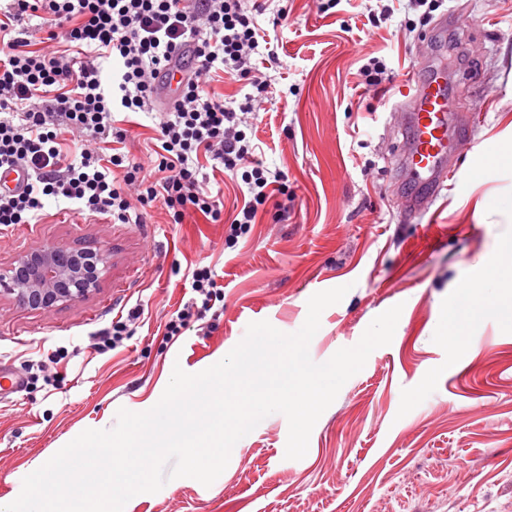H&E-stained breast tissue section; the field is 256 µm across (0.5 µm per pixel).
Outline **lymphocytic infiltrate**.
<instances>
[{"label": "lymphocytic infiltrate", "instance_id": "lymphocytic-infiltrate-1", "mask_svg": "<svg viewBox=\"0 0 512 512\" xmlns=\"http://www.w3.org/2000/svg\"><path fill=\"white\" fill-rule=\"evenodd\" d=\"M37 20L32 49L15 24ZM262 28L246 0H8L0 10V171L29 181L0 189V224L38 223L48 199L129 224L162 205L172 223L190 214L220 221L222 201L200 179L201 158L240 174L249 199L230 220L228 245L254 224L285 177L254 159L243 113L204 86L221 73L256 82L251 55ZM191 53L194 66L165 110L157 82ZM149 115L150 164L129 153L118 112Z\"/></svg>", "mask_w": 512, "mask_h": 512}]
</instances>
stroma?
I'll return each mask as SVG.
<instances>
[{
  "label": "stroma",
  "mask_w": 512,
  "mask_h": 512,
  "mask_svg": "<svg viewBox=\"0 0 512 512\" xmlns=\"http://www.w3.org/2000/svg\"><path fill=\"white\" fill-rule=\"evenodd\" d=\"M266 47L251 63L269 87L225 77L226 102L256 95L249 133L286 194L260 206L235 247L229 226L196 216L170 223L161 208L140 224L48 205L35 224L0 225V267L36 247L109 249L99 288L39 311L0 301V371L25 380L0 401V503L23 478L87 429H110L119 408L144 412L174 366L197 373L222 360L248 323L298 331L315 293L349 291L327 307L309 345L322 363L356 345L372 320L402 312L389 345L340 389L316 422L304 458L285 457L288 422L275 413L240 439L211 486L192 478L131 498L124 512H512V325L485 317L444 333L457 294L486 282L512 242V163H486L458 144L447 190L407 221L416 193L399 163L408 132L398 89L409 63L448 67L453 109L473 116L486 149L512 143V0H444L464 26L437 34L421 10L392 0H259ZM391 70L367 85L361 67ZM217 274L224 295L206 314L189 304L195 267ZM143 304V320L128 313ZM188 310L181 335L165 324ZM126 329L116 348L95 337Z\"/></svg>",
  "instance_id": "1"
}]
</instances>
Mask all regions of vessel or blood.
<instances>
[{
    "mask_svg": "<svg viewBox=\"0 0 512 512\" xmlns=\"http://www.w3.org/2000/svg\"><path fill=\"white\" fill-rule=\"evenodd\" d=\"M403 116L411 130V139L403 154L405 167L424 185L427 196L404 199L408 217H415L453 179L457 162L452 156L453 141H465L467 116L449 112L446 77L441 69H432L425 79L409 84Z\"/></svg>",
    "mask_w": 512,
    "mask_h": 512,
    "instance_id": "b4317fda",
    "label": "vessel or blood"
}]
</instances>
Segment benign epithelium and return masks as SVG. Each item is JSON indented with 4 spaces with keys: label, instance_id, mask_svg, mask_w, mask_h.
Here are the masks:
<instances>
[{
    "label": "benign epithelium",
    "instance_id": "7a95c632",
    "mask_svg": "<svg viewBox=\"0 0 512 512\" xmlns=\"http://www.w3.org/2000/svg\"><path fill=\"white\" fill-rule=\"evenodd\" d=\"M107 264L108 252L104 249L82 250L64 245L32 249L0 271V298L33 310L76 302L99 288Z\"/></svg>",
    "mask_w": 512,
    "mask_h": 512
}]
</instances>
